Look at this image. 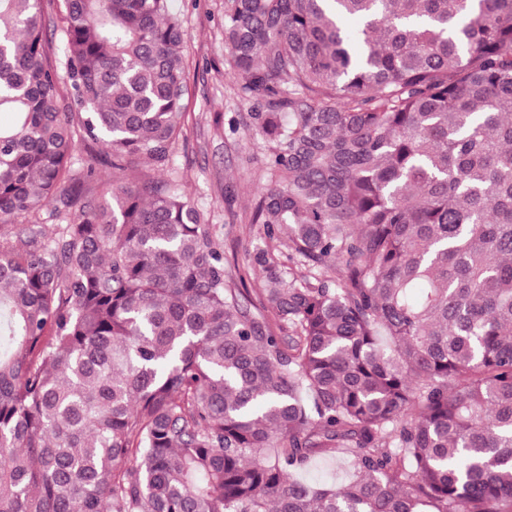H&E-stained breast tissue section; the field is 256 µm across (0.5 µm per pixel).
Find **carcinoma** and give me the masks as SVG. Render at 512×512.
<instances>
[{
    "label": "carcinoma",
    "mask_w": 512,
    "mask_h": 512,
    "mask_svg": "<svg viewBox=\"0 0 512 512\" xmlns=\"http://www.w3.org/2000/svg\"><path fill=\"white\" fill-rule=\"evenodd\" d=\"M62 2L61 69L0 0V512H512V0H225L250 223L305 270L259 249L254 289L151 175L169 0Z\"/></svg>",
    "instance_id": "obj_1"
}]
</instances>
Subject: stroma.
I'll return each instance as SVG.
<instances>
[{
  "label": "stroma",
  "instance_id": "stroma-1",
  "mask_svg": "<svg viewBox=\"0 0 512 512\" xmlns=\"http://www.w3.org/2000/svg\"><path fill=\"white\" fill-rule=\"evenodd\" d=\"M170 8L187 33V139L173 154L182 188L203 211L224 249L229 272L246 268L258 247H268L273 257L283 259L285 248L265 243L261 225L249 221L260 188L251 157L260 141L239 123L250 105L237 97L236 80L226 63L224 0H170Z\"/></svg>",
  "mask_w": 512,
  "mask_h": 512
}]
</instances>
